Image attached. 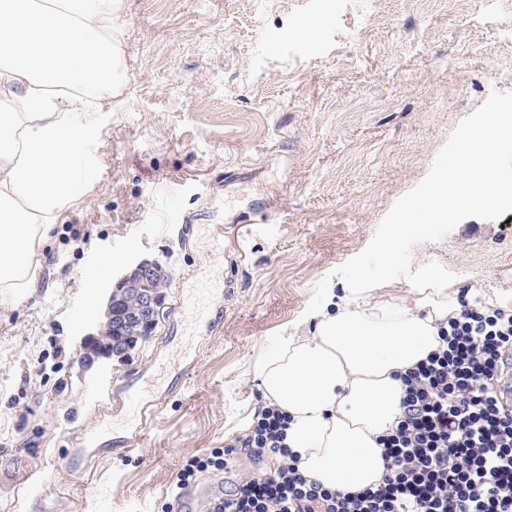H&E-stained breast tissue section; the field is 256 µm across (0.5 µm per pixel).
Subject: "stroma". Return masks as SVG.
<instances>
[{
  "label": "stroma",
  "mask_w": 512,
  "mask_h": 512,
  "mask_svg": "<svg viewBox=\"0 0 512 512\" xmlns=\"http://www.w3.org/2000/svg\"><path fill=\"white\" fill-rule=\"evenodd\" d=\"M495 12L494 0H120L121 93L95 116V188L43 246L37 287L0 300V512H180L186 459L223 447L261 407V354L312 334L303 311L316 283L331 277L330 302L348 296L332 270L365 248L456 124L512 90V36ZM228 168L244 183L206 196ZM268 197L277 222L240 238L247 259L234 263L224 237ZM210 206L225 227H197L184 246L182 215ZM137 259L166 272L167 304L197 272L193 302L221 307L222 324L199 338L188 317L173 339L159 323L129 357L86 366L83 338ZM431 260L495 304L512 292V211L414 248L413 267ZM188 347L186 389L166 395ZM143 366L159 408L140 448L67 462L73 430L103 425L102 387ZM272 466L241 451L226 471L199 473L191 512Z\"/></svg>",
  "instance_id": "obj_1"
}]
</instances>
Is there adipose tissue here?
Returning <instances> with one entry per match:
<instances>
[{
  "label": "adipose tissue",
  "instance_id": "ef3b65f1",
  "mask_svg": "<svg viewBox=\"0 0 512 512\" xmlns=\"http://www.w3.org/2000/svg\"><path fill=\"white\" fill-rule=\"evenodd\" d=\"M119 0H0V292L34 287L54 226L93 191V115L111 110L122 61ZM460 309L435 277L407 296L365 291L317 311L308 337L283 336L254 375L287 414L300 472L356 493L382 473L379 435L395 425L400 373L439 346Z\"/></svg>",
  "mask_w": 512,
  "mask_h": 512
}]
</instances>
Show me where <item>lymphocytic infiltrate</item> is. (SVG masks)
I'll list each match as a JSON object with an SVG mask.
<instances>
[{
	"label": "lymphocytic infiltrate",
	"instance_id": "f902f5d3",
	"mask_svg": "<svg viewBox=\"0 0 512 512\" xmlns=\"http://www.w3.org/2000/svg\"><path fill=\"white\" fill-rule=\"evenodd\" d=\"M441 340L400 376L401 413L378 439L383 473L373 486L343 493L307 479L285 443L288 418L272 407L239 444L188 459L179 485L244 448L274 458L273 468L237 478L210 512H512V409L494 386L512 351V313L465 308Z\"/></svg>",
	"mask_w": 512,
	"mask_h": 512
}]
</instances>
